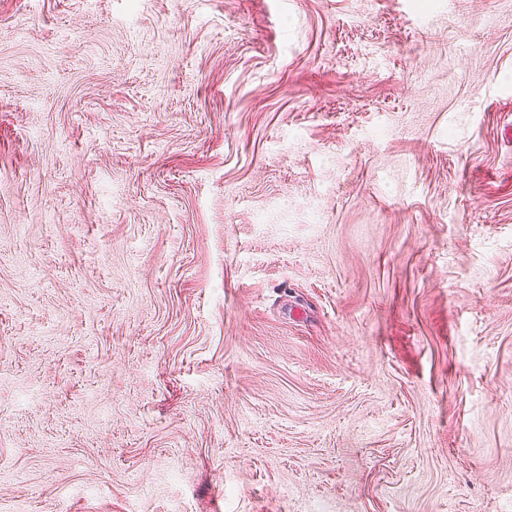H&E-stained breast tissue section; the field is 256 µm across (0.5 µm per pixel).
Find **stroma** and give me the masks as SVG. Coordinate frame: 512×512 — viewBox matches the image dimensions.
Listing matches in <instances>:
<instances>
[{
	"label": "stroma",
	"instance_id": "stroma-1",
	"mask_svg": "<svg viewBox=\"0 0 512 512\" xmlns=\"http://www.w3.org/2000/svg\"><path fill=\"white\" fill-rule=\"evenodd\" d=\"M0 512H512V0H0Z\"/></svg>",
	"mask_w": 512,
	"mask_h": 512
}]
</instances>
